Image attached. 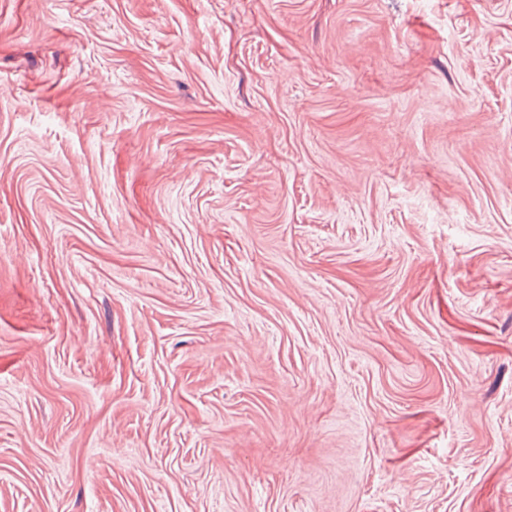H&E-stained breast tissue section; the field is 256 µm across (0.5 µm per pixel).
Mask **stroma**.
Here are the masks:
<instances>
[{
    "label": "stroma",
    "instance_id": "obj_1",
    "mask_svg": "<svg viewBox=\"0 0 512 512\" xmlns=\"http://www.w3.org/2000/svg\"><path fill=\"white\" fill-rule=\"evenodd\" d=\"M0 512H512V0H0Z\"/></svg>",
    "mask_w": 512,
    "mask_h": 512
}]
</instances>
